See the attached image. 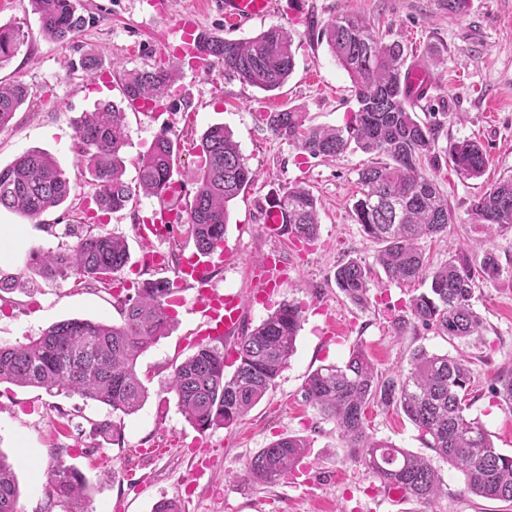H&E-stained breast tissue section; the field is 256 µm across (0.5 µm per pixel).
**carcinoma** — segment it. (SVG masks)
<instances>
[{
    "mask_svg": "<svg viewBox=\"0 0 512 512\" xmlns=\"http://www.w3.org/2000/svg\"><path fill=\"white\" fill-rule=\"evenodd\" d=\"M42 34L65 41L90 19L78 13L75 0H30ZM25 38L21 28L0 24V67L15 56ZM329 50L347 72L357 110L340 128L305 126L295 109L269 112L268 129L277 137L317 158H334L347 151L382 155L387 161L359 173L361 195L354 214L363 233L381 245L376 263L398 283L427 285L410 297L409 316L398 317L394 333L404 335L419 323L450 340L481 338L484 322L474 308L476 280L494 281L500 272L492 249L476 257L461 247L448 261L431 269L419 242L448 233L454 214L437 182L422 173L425 164L439 167L435 127L418 120L407 106L415 96L408 83L404 49L385 43L358 17L341 15L322 29ZM202 59L224 63V72L263 91L280 88L294 71L293 35L271 26L245 40H226L200 33ZM179 77L175 66L133 69L124 73L126 101L155 102L167 98ZM29 88L15 81L0 84V127L15 117L27 101ZM126 112L114 103H100L77 124V162L89 176L99 208L116 213L137 195L160 196L174 182L176 144L159 136L140 157L136 184L124 179L127 145ZM202 165L188 177L196 185L186 205L188 232L196 249L207 254L224 241L229 205L256 177L232 133L222 125L201 137ZM448 158L465 178L484 175L488 158L473 140L450 145ZM57 160L31 149L0 168V209L35 219L60 206L74 191ZM272 205L285 215L288 236L313 242L318 237V204L299 186L275 196ZM474 223L493 236L512 230V178L491 185L472 205ZM129 259L126 241L86 229L78 241L56 251L37 252L30 268L49 279H93L104 283L121 272ZM336 287L353 304L371 303L373 269L356 259L337 266ZM26 271L0 274V288L25 287ZM178 292L168 279L147 280L118 299L121 321L71 318L56 322L21 344L0 343V383L69 391L132 415L148 398L140 379L138 358L167 336L174 325L168 312ZM302 310L284 303L258 326L242 331L233 345L231 374H226L224 341L204 339L196 351L175 367L168 390L187 422L196 430L231 425L245 417L273 388L296 351ZM472 372L466 360L448 354L413 351L407 374L395 378L378 373L364 349L353 347L342 365H325L311 373L303 386L304 399L336 425L346 447L381 484L404 492L421 503L440 495L442 479L423 456L367 432L369 406L400 409L418 429L425 446L460 471L464 491L477 497L512 503V456L501 453L488 431L468 415L472 406ZM500 406L512 410V375L493 387ZM310 441L282 437L259 450L244 478L273 483L305 457ZM85 485L79 470L58 460L51 467L48 491L67 512L80 507ZM19 488L13 465L0 453V512H18Z\"/></svg>",
    "mask_w": 512,
    "mask_h": 512,
    "instance_id": "1",
    "label": "carcinoma"
}]
</instances>
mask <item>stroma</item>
Returning a JSON list of instances; mask_svg holds the SVG:
<instances>
[{"label": "stroma", "mask_w": 512, "mask_h": 512, "mask_svg": "<svg viewBox=\"0 0 512 512\" xmlns=\"http://www.w3.org/2000/svg\"><path fill=\"white\" fill-rule=\"evenodd\" d=\"M76 3L93 21L65 42L41 35L29 0H6L0 6L1 23H20L28 33L16 56L0 68V81L20 80L30 89L29 100L0 127V166L39 149L52 154L76 185L75 193L41 220L0 211L1 228L25 232L19 253L0 262V271L25 269L34 250L73 245L68 227L82 222L95 232L126 239L130 258L124 278L136 283L155 278L136 230L158 212V198L141 195L120 212L99 211L94 188L77 165L76 126L82 113L98 103L122 104L124 71L177 63V93L163 102L160 112L126 113V179L135 181L139 158L162 134L177 144V169L196 168L201 135L212 125H224L256 178L230 204L224 246L238 260L228 266L211 256L213 287L243 297L246 327L259 324L284 302L300 304L304 318L296 352L268 395L237 423L204 433L185 420L166 391L175 365L196 350L202 318L190 290L183 291V302L175 308L169 336L140 356L137 368L149 397L138 412L124 417L114 442L92 430L106 418L105 406L64 391L50 394L1 383L0 453L16 462L21 512H65L47 492L48 472L59 459L83 474L86 512H152L162 499L180 500L185 512H392L375 479L351 458L334 423L303 398L307 376L320 366L343 363L357 344L379 371L395 377L406 373L418 346L466 355L475 396L469 415L490 432L496 448L512 455V411L496 405L489 393L498 377L512 373V231L486 237L471 215L474 201L493 181L512 177V0H467L457 13L449 11L448 0H280L277 12L239 28L225 24L215 0ZM186 13L196 16L199 30L227 39L250 38L275 25L288 28L294 36L292 75L280 89L265 92L225 74L220 61L198 70L179 63L173 28ZM342 14L359 16L384 42H399L409 63L429 72L432 88L426 99L412 101L411 108L420 119L437 124L439 151L465 139L479 141L486 151L488 168L478 179L457 175L448 162L425 169L455 214L446 238L425 242L429 263L445 262L449 251L463 245H486L498 256L497 280L475 289L483 340L462 344L419 325L406 335H394L392 321L405 314L413 287L391 282L382 273L375 277L368 308L350 304L333 274L338 264L352 258L373 263L379 249L364 235L353 210L358 174L378 158L359 151L333 160L313 158L266 126V113L288 108L304 112L307 124L316 127L344 125L356 110L348 74L318 38ZM88 51L102 60L92 78L69 68ZM294 184L312 192L319 204V237L302 252L289 239L267 237L263 229L274 195ZM273 250L282 255L287 275L265 299L258 295L254 269ZM69 318L117 323L121 314L112 289L96 282L41 279L28 293L0 292V342L25 341ZM366 423L375 438L413 452L425 450L417 428L396 408L369 407ZM288 435L311 441L307 479L284 477L272 484L243 480L250 458ZM146 448L158 449V456L144 457ZM202 458L209 460L210 471L192 481ZM434 464L444 481L443 495L429 506L406 500L404 512H512V504L467 494L462 473L448 462L438 458Z\"/></svg>", "instance_id": "35a3bbf8"}]
</instances>
